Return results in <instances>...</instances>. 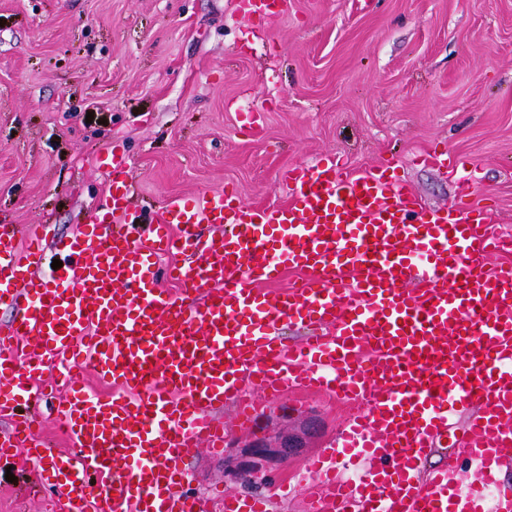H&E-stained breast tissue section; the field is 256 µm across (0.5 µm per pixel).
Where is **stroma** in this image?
<instances>
[{
    "label": "stroma",
    "mask_w": 512,
    "mask_h": 512,
    "mask_svg": "<svg viewBox=\"0 0 512 512\" xmlns=\"http://www.w3.org/2000/svg\"><path fill=\"white\" fill-rule=\"evenodd\" d=\"M250 113L263 118L256 139ZM109 150L128 163L143 220L226 186L283 203L281 170L326 154L357 175L390 168L445 207L457 177L413 160L445 151L512 232V0H287L261 24L239 0H0V225L78 234L107 197ZM266 406L256 424L282 434L314 410L324 421L262 490L270 512H306L308 465L348 410L301 391ZM183 468L186 493L242 491L211 453ZM33 469L0 460V512H45L56 490Z\"/></svg>",
    "instance_id": "obj_1"
}]
</instances>
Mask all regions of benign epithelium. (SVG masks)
<instances>
[{
    "mask_svg": "<svg viewBox=\"0 0 512 512\" xmlns=\"http://www.w3.org/2000/svg\"><path fill=\"white\" fill-rule=\"evenodd\" d=\"M304 435L298 433L270 436L266 429L254 435L246 444H229L230 451L224 454V477L251 485L269 484L272 479L270 465L278 459L291 456L303 447Z\"/></svg>",
    "mask_w": 512,
    "mask_h": 512,
    "instance_id": "7a95c632",
    "label": "benign epithelium"
}]
</instances>
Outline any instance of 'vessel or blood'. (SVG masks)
<instances>
[{
    "label": "vessel or blood",
    "mask_w": 512,
    "mask_h": 512,
    "mask_svg": "<svg viewBox=\"0 0 512 512\" xmlns=\"http://www.w3.org/2000/svg\"><path fill=\"white\" fill-rule=\"evenodd\" d=\"M98 165L108 198L72 239L20 246L0 225V307L17 312L0 327V458L55 456L37 478L56 487V512H209L183 494V464L223 453L218 411L233 405L246 427L255 388L363 405L342 437L363 468L345 478L334 450L314 458L307 512H481L512 460V234L472 202L473 181L434 209L388 170L357 176L327 157L283 172L285 203L244 204L229 187L178 197L134 236L125 157ZM51 248L68 262L46 277ZM286 322L312 333L290 342ZM48 369L67 394V453L32 438ZM22 404L33 411L19 419ZM455 409L469 414L460 432ZM447 440L479 462L477 486L460 490L452 464L419 476ZM224 512L266 501L228 496Z\"/></svg>",
    "instance_id": "b4317fda"
}]
</instances>
